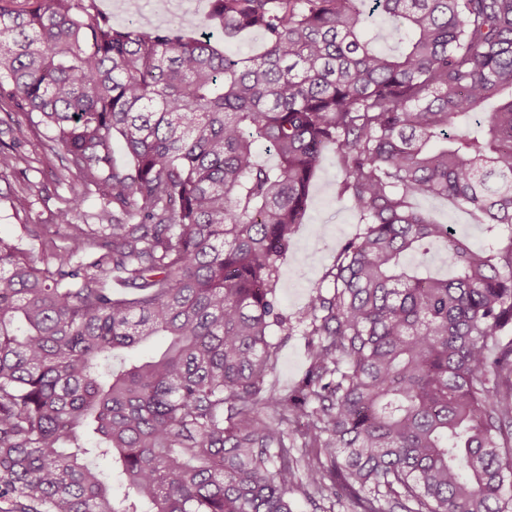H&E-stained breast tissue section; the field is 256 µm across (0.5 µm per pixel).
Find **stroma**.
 <instances>
[{"label": "stroma", "instance_id": "35a3bbf8", "mask_svg": "<svg viewBox=\"0 0 512 512\" xmlns=\"http://www.w3.org/2000/svg\"><path fill=\"white\" fill-rule=\"evenodd\" d=\"M95 7L117 26L132 22L149 32L166 22L165 16L154 11L152 0H95ZM47 144V131L33 128L19 149L23 160L18 169L0 171V237L38 252L44 251L45 244L27 236L25 225L52 223L56 211L72 196L68 182L58 178L61 160ZM342 179L335 154L325 153L312 182L306 219L293 233L280 260L281 306L290 322L287 331L273 336L278 354L269 382L283 392L301 387L310 364L309 338L296 317L312 294L331 291L330 271L336 255L361 230L354 212L336 203ZM22 194L30 206L15 209V198ZM414 202L436 223L451 225L457 237L470 246L502 247L512 241V226L488 229L472 212L448 200L418 195Z\"/></svg>", "mask_w": 512, "mask_h": 512}]
</instances>
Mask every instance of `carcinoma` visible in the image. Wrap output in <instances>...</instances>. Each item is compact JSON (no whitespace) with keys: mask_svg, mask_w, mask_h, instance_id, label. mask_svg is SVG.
Segmentation results:
<instances>
[{"mask_svg":"<svg viewBox=\"0 0 512 512\" xmlns=\"http://www.w3.org/2000/svg\"><path fill=\"white\" fill-rule=\"evenodd\" d=\"M207 20L262 51L0 0L13 142L44 126L59 178L112 206L94 229L74 195L56 252L0 238V512H292L332 483L349 512H512V242L472 248L412 203L512 225V0H210ZM329 149L365 228L297 316L311 363L281 395L279 260ZM434 242L449 277L408 262Z\"/></svg>","mask_w":512,"mask_h":512,"instance_id":"carcinoma-1","label":"carcinoma"}]
</instances>
